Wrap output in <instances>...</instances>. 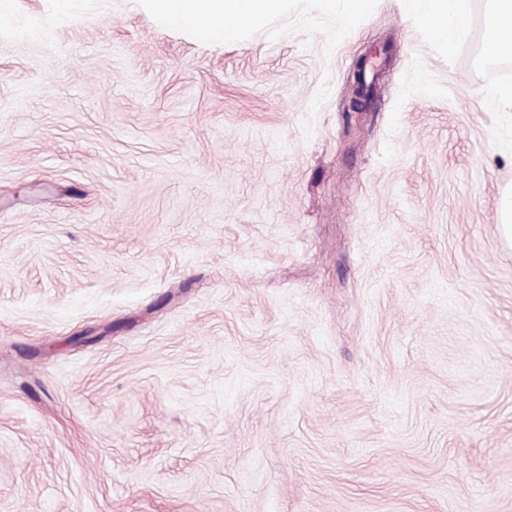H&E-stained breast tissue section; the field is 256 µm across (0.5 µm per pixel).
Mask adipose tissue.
I'll use <instances>...</instances> for the list:
<instances>
[{
  "label": "adipose tissue",
  "mask_w": 512,
  "mask_h": 512,
  "mask_svg": "<svg viewBox=\"0 0 512 512\" xmlns=\"http://www.w3.org/2000/svg\"><path fill=\"white\" fill-rule=\"evenodd\" d=\"M282 0H151L156 19L164 25L195 30L213 40L235 36L242 28L260 25L276 12ZM424 28L454 41L468 12V0H415ZM489 33L483 46L487 59H495L512 45V0H493L484 15Z\"/></svg>",
  "instance_id": "obj_1"
}]
</instances>
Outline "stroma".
<instances>
[{"label": "stroma", "mask_w": 512, "mask_h": 512, "mask_svg": "<svg viewBox=\"0 0 512 512\" xmlns=\"http://www.w3.org/2000/svg\"><path fill=\"white\" fill-rule=\"evenodd\" d=\"M486 8L0 0V512H512ZM283 0H151L153 13L163 25L193 29L224 41L243 27L260 25ZM419 4L416 8L424 28L451 44L462 27L468 12L467 0H411Z\"/></svg>", "instance_id": "stroma-1"}]
</instances>
